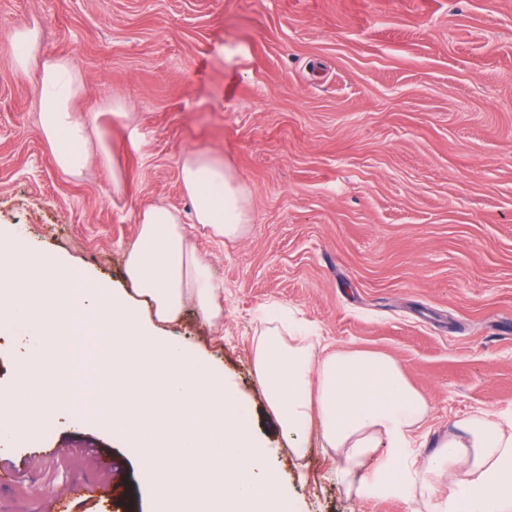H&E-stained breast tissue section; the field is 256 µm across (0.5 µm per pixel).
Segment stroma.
Segmentation results:
<instances>
[{"instance_id": "stroma-1", "label": "stroma", "mask_w": 512, "mask_h": 512, "mask_svg": "<svg viewBox=\"0 0 512 512\" xmlns=\"http://www.w3.org/2000/svg\"><path fill=\"white\" fill-rule=\"evenodd\" d=\"M32 26L44 55L77 65L75 115L107 150L78 176L39 129L36 71L15 68L8 36ZM190 151L246 189L242 239L192 224ZM155 202L224 286L222 328L189 303L161 332L242 397L296 512L446 503L447 478L417 500L347 490L317 435L295 456L253 344L287 314L320 343L395 359L430 402L411 437L420 466L457 420H512V0H0V230L134 301L125 256ZM87 448L117 469L88 500ZM0 462L17 472L0 512H51L63 493L87 512H156L141 450L100 417L54 422Z\"/></svg>"}]
</instances>
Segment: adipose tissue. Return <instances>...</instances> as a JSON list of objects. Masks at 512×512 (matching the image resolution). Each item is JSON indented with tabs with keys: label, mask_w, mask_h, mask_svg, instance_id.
Returning <instances> with one entry per match:
<instances>
[{
	"label": "adipose tissue",
	"mask_w": 512,
	"mask_h": 512,
	"mask_svg": "<svg viewBox=\"0 0 512 512\" xmlns=\"http://www.w3.org/2000/svg\"><path fill=\"white\" fill-rule=\"evenodd\" d=\"M20 71L37 69L38 122L57 167L76 175L90 158L86 128L74 115L84 81L65 58H41L36 29L11 34ZM182 188L192 202L193 220L220 240L243 238L249 199L224 162L188 154L180 165ZM139 232L127 254L126 274L140 296L152 302L157 322L175 319L193 301L213 322L224 314L216 303L220 287L206 261L186 245L182 220L164 204L139 212ZM254 370L282 437L305 448L308 425L318 422L323 438L339 452L338 468L348 485L373 484L430 492L431 477L456 478L453 512H471L490 496L494 512H512V423L489 416L460 421L443 439L423 470H416L410 436L425 419L429 402L407 381L391 357L336 348L316 356L308 337L267 326L253 354ZM465 471H458L459 462Z\"/></svg>",
	"instance_id": "ef3b65f1"
}]
</instances>
